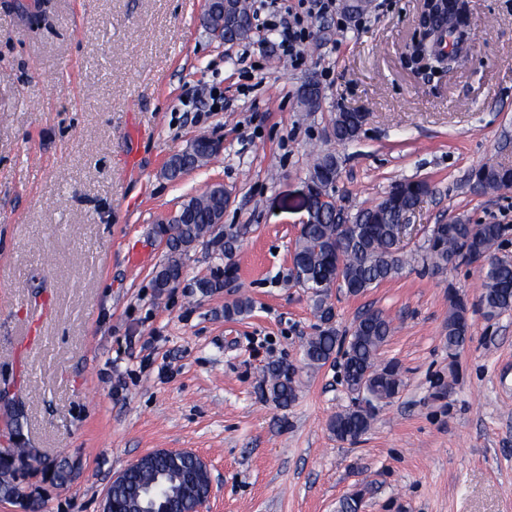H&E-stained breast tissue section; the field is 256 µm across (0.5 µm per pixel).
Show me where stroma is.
<instances>
[{
	"label": "stroma",
	"instance_id": "35a3bbf8",
	"mask_svg": "<svg viewBox=\"0 0 512 512\" xmlns=\"http://www.w3.org/2000/svg\"><path fill=\"white\" fill-rule=\"evenodd\" d=\"M204 4L0 0V390L22 422L18 439L0 422V448L74 463L61 487L31 474L41 512H100L113 475L158 448L209 461L203 512H341L357 492L359 512H512V310L485 316L478 266L418 261L358 296L330 289L340 334L367 310L391 321L380 360L403 380L349 443L329 423L356 396L340 359L303 362L320 321L292 264L325 152L351 213L398 182L428 184L408 250L451 217L512 228V189L472 180L481 165H512V0H468L469 51L431 77L404 63L421 0L314 20L296 68L276 36L212 39ZM311 80L314 111L302 100ZM340 111L365 115L345 144L328 136ZM199 136L222 152L166 179L169 157ZM215 183L235 250L196 246L156 294V224ZM228 264L232 281L201 292ZM452 290L472 337L454 356ZM241 297L249 310L225 317ZM276 361L298 369L285 408L258 391Z\"/></svg>",
	"mask_w": 512,
	"mask_h": 512
}]
</instances>
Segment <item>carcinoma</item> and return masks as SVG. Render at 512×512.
Returning <instances> with one entry per match:
<instances>
[{
	"instance_id": "cac0c4a2",
	"label": "carcinoma",
	"mask_w": 512,
	"mask_h": 512,
	"mask_svg": "<svg viewBox=\"0 0 512 512\" xmlns=\"http://www.w3.org/2000/svg\"><path fill=\"white\" fill-rule=\"evenodd\" d=\"M224 8L211 16L215 22H223L224 38L243 41L252 32V16L246 0H223ZM461 6L448 5V27L444 28L448 48L455 51L461 28ZM364 122L359 112L341 111L333 119L332 130L336 141L348 143L358 138ZM211 154H195L175 161L168 169L167 178L176 180L185 172L208 163ZM338 160L327 153L313 165L312 174L320 184L327 186L337 177ZM475 179L495 189H512V167L508 165H484L477 169ZM429 191L424 182H411L402 189L381 199L377 204L340 217L332 211V204L325 203L324 211L316 214L312 223L304 226L298 237L293 266L297 283L312 290L314 307L321 322L318 334L308 339L304 358L310 365L323 366L343 343H348L342 369L344 379L352 391L364 390L374 400L384 401L395 397L402 385L399 369L394 364H382L380 350L392 333L391 322L379 311H367L356 320L350 337L339 335L333 326V307L326 301L324 288L338 279L339 287L350 295L365 293L375 285L398 276L407 259L399 244L397 224L402 214L414 208L421 196ZM225 206V194L216 188H208L200 195L185 201L179 211L183 223L175 228L166 246L167 259L156 270L152 288L161 295L167 291L166 279L179 280L184 267L183 258L198 244L211 240L210 232ZM442 232L425 240L426 256L435 268L441 269L454 256L491 253L499 245L506 232L502 224H465L454 218L441 225ZM483 292L481 303L488 316H496L512 309V261L498 260L479 268ZM448 352L455 354L470 341L468 308L463 297L448 292ZM295 371L280 363L268 369L263 394L279 406L286 407L296 397ZM372 413L360 406L336 414L330 421L332 433L340 441H354L371 428ZM42 475L53 485L66 483L70 470L64 461L43 460ZM179 479L184 484H196L198 471L196 458L190 454L171 455L156 452L152 457L151 470L140 467L128 469L122 480L112 483L108 501L117 512H124L129 491L134 487L147 486L159 480L168 482Z\"/></svg>"
}]
</instances>
